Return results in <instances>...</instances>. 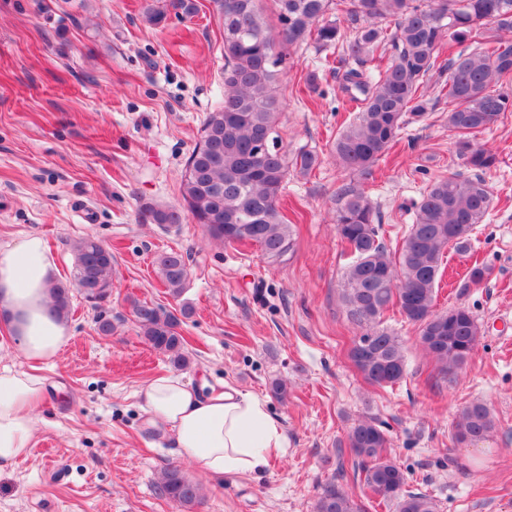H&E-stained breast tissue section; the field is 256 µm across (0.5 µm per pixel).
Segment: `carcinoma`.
<instances>
[{
  "label": "carcinoma",
  "mask_w": 512,
  "mask_h": 512,
  "mask_svg": "<svg viewBox=\"0 0 512 512\" xmlns=\"http://www.w3.org/2000/svg\"><path fill=\"white\" fill-rule=\"evenodd\" d=\"M224 36V101L208 113L201 139L181 178L186 209H151L154 224L191 220L226 245L249 243L277 262L294 245L292 225L281 207L283 184L293 167L309 173L321 164L317 151L293 156L282 149L277 126L282 108L280 75L285 49L312 46L334 54L329 71L359 108L355 121L334 144V158L346 171L366 175L393 148L405 125L426 115L430 88L448 98V129L466 173L435 179L411 204L412 224L391 247L380 235L383 217L354 184L340 189L336 234L352 255L343 274L341 300L348 318L362 329L350 358L373 386L385 388L406 376L403 347L383 326L397 310L419 330L422 349L446 376L465 367L481 327L465 306L435 308L443 252H466L472 234L493 206L483 174L496 154L476 135L498 126L512 112V0H274L278 28L266 20L263 0H212ZM191 18L198 0L150 5L145 21L160 26L168 13ZM465 42L470 48L455 50ZM156 273L167 293L186 288L188 266L174 249L158 254ZM73 278L85 298L102 300L112 290V251L92 236L75 246ZM58 312H68L70 290L51 289ZM139 335L156 351L186 364L180 319L153 302L133 300ZM496 429L489 407L465 406L453 423L455 445L474 444ZM387 437L373 417L350 428L346 447L368 492L396 512H436L434 499L409 489L407 476L387 454ZM161 493L192 512L201 488L177 466L160 476ZM312 512H365L362 501L332 480L322 485Z\"/></svg>",
  "instance_id": "obj_1"
}]
</instances>
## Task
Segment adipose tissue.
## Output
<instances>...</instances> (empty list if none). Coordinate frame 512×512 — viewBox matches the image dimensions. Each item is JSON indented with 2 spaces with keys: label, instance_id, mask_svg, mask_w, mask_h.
<instances>
[{
  "label": "adipose tissue",
  "instance_id": "1",
  "mask_svg": "<svg viewBox=\"0 0 512 512\" xmlns=\"http://www.w3.org/2000/svg\"><path fill=\"white\" fill-rule=\"evenodd\" d=\"M55 267L42 239L28 235L0 248V331L31 361L53 359L69 338L65 318L49 308ZM45 398L39 376L0 370V466L31 447L35 409ZM149 425L170 431L175 445L209 477L263 472L285 436L264 400L233 386L210 388L168 374L141 392Z\"/></svg>",
  "mask_w": 512,
  "mask_h": 512
}]
</instances>
